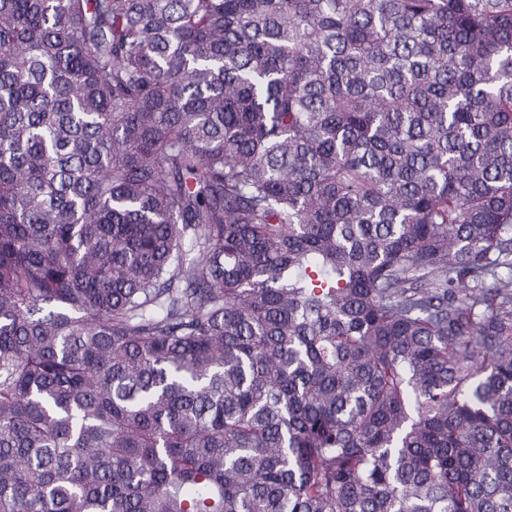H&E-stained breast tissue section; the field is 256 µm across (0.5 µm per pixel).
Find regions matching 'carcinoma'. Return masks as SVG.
Instances as JSON below:
<instances>
[{"mask_svg": "<svg viewBox=\"0 0 512 512\" xmlns=\"http://www.w3.org/2000/svg\"><path fill=\"white\" fill-rule=\"evenodd\" d=\"M0 512H512V0H0Z\"/></svg>", "mask_w": 512, "mask_h": 512, "instance_id": "1", "label": "carcinoma"}]
</instances>
